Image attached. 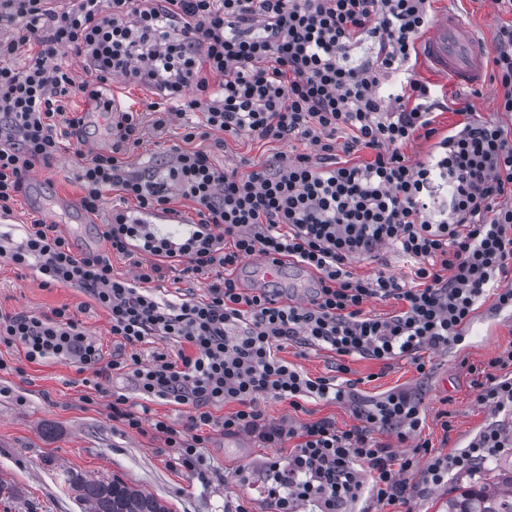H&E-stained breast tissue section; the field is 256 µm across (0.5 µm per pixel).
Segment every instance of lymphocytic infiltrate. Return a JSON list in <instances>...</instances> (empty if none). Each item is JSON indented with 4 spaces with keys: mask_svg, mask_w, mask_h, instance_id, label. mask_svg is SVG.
<instances>
[{
    "mask_svg": "<svg viewBox=\"0 0 512 512\" xmlns=\"http://www.w3.org/2000/svg\"><path fill=\"white\" fill-rule=\"evenodd\" d=\"M431 22L429 0H0V215L10 213L30 174L51 168L64 141L79 151L82 209L99 213L106 191L118 189L142 211H167L164 182L196 205L199 217L182 238L158 237L127 213L100 225L109 252L75 255L55 225H24L23 237L0 247V257L37 271L43 287L78 288L109 318L121 346L158 338L175 343V356L156 353L104 360L102 344L67 308L48 315L0 313V343L39 363L65 358L99 377L127 376L141 399L187 406L184 423L155 420L153 428L184 462L202 463L204 428L245 434L275 448L292 442L287 458L265 468L269 512H342L361 489L382 505L405 503L406 479L428 442L396 457L371 429L409 441L419 407L398 390L362 408L354 386L310 378L280 357L294 344L376 361L416 357L423 348L460 342L463 328L486 300L512 309V138L494 121L464 112L437 137L426 161L410 163L402 147L436 136L429 86L408 72L415 40ZM375 57L351 64L363 38ZM34 43L24 69L7 61L19 44ZM81 58L88 78L75 82L59 54ZM406 69L390 93L381 71ZM149 87L172 115L198 112L203 125L225 135L288 142L299 137L313 155L280 153L249 173L219 169L201 151L177 152L163 181L131 168L124 156L142 139L139 115L113 113L112 80ZM82 96L87 112L68 109ZM112 114L109 145L84 150L88 112ZM349 141L337 145L335 134ZM372 150L364 164H340L336 148ZM387 246L410 260L412 287L377 272L354 276L353 262L376 259ZM132 259L133 279L112 272L110 252ZM302 266L312 276L308 305L278 288H253L236 274L249 257ZM209 274L200 299L174 303L151 284L165 270ZM373 299L401 302L381 318L366 315ZM477 400L494 414L466 449L433 458L424 483L467 474L512 449V347L476 369ZM273 397L347 403L357 419L340 431L322 419L299 426L272 422L258 407ZM237 403L215 418L213 408ZM410 442V441H409ZM371 484H364V476Z\"/></svg>",
    "mask_w": 512,
    "mask_h": 512,
    "instance_id": "1",
    "label": "lymphocytic infiltrate"
}]
</instances>
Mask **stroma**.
<instances>
[{"mask_svg":"<svg viewBox=\"0 0 512 512\" xmlns=\"http://www.w3.org/2000/svg\"><path fill=\"white\" fill-rule=\"evenodd\" d=\"M447 7L456 10L490 49L500 27L512 26V7L497 0H433L431 4L435 12ZM413 71L429 85L439 104L435 118L439 134H446L458 122L457 110L465 105L512 130V114L500 109L495 81L482 88L463 89L421 63H414ZM110 90L117 106L142 114L143 142L130 157L137 169L159 167L165 158L186 148L206 152L216 167L241 174L282 151L291 155L316 151L314 145L301 139L284 144L242 136L221 142L210 135L188 142L185 129L200 123L201 114L189 112L160 127L156 113L145 109L154 99L151 89L116 80ZM77 173L73 149L62 150L53 168L39 170V182L28 184L12 215L0 219V239L19 237L22 225L40 219L57 225L74 252L96 250L99 224L107 222L112 212L134 209L135 203L112 190L106 192L99 215L80 221L83 189ZM86 301V296L74 288L42 287L35 271L0 262V312L39 315L68 307L87 333L100 339L106 352H115L106 312L87 307ZM475 317L471 336L443 351H422L427 364L422 374L407 358L383 363L294 345L285 347L280 355L309 377H332L340 383L354 380L358 395L368 403L399 389L413 391L420 399V425L412 438L428 440L434 451L445 455L465 449L492 420L488 408L476 399L468 365H486L512 346V312L495 310L488 301ZM0 359L7 364L0 371V483L17 491L16 499L0 501V512H84L62 481L69 470L88 477H118L153 494L171 512H267L265 462L274 455L287 456V449L264 447L252 437L239 448L234 436L213 430L205 450L206 462L190 469L150 425L136 431L113 418L114 395H126L133 402L138 399L125 377L99 379L65 359L32 364L20 349L3 345ZM344 365L349 368L345 374L340 371ZM260 407L272 421L303 424L328 419L340 430L357 423L349 406L340 402L308 400L296 410L288 401L269 397L261 400ZM468 480L463 474L449 477L441 485H426L417 472L409 477L415 490L401 509L380 506L365 491L347 503L345 512H445L449 495Z\"/></svg>","mask_w":512,"mask_h":512,"instance_id":"obj_1","label":"stroma"}]
</instances>
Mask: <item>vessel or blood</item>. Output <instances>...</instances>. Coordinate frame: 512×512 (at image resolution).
<instances>
[{"instance_id":"obj_1","label":"vessel or blood","mask_w":512,"mask_h":512,"mask_svg":"<svg viewBox=\"0 0 512 512\" xmlns=\"http://www.w3.org/2000/svg\"><path fill=\"white\" fill-rule=\"evenodd\" d=\"M417 50L425 65L455 86L479 88L486 83L487 53L455 11L445 9L434 16Z\"/></svg>"}]
</instances>
